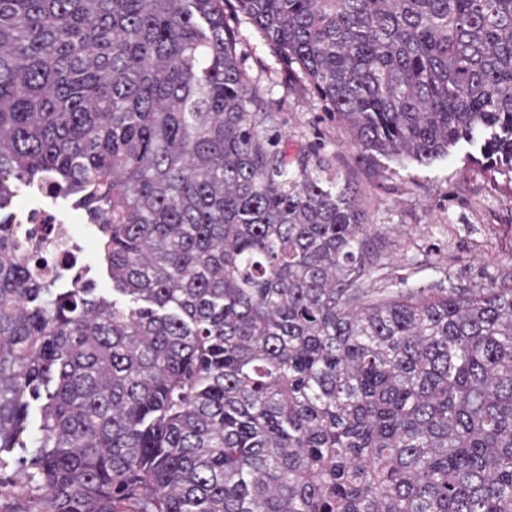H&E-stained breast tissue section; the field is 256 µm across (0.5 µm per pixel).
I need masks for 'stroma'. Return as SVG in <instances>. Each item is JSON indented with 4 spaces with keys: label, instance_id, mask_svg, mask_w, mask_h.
Returning a JSON list of instances; mask_svg holds the SVG:
<instances>
[{
    "label": "stroma",
    "instance_id": "1",
    "mask_svg": "<svg viewBox=\"0 0 512 512\" xmlns=\"http://www.w3.org/2000/svg\"><path fill=\"white\" fill-rule=\"evenodd\" d=\"M231 23L251 87L271 105L268 129L287 131L289 149L319 148L358 190L384 233L393 277L436 287L446 272L461 284L512 285V187L472 163L469 146L428 165L361 158L345 127L305 80L287 75L249 20Z\"/></svg>",
    "mask_w": 512,
    "mask_h": 512
}]
</instances>
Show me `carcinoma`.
<instances>
[{
    "instance_id": "obj_1",
    "label": "carcinoma",
    "mask_w": 512,
    "mask_h": 512,
    "mask_svg": "<svg viewBox=\"0 0 512 512\" xmlns=\"http://www.w3.org/2000/svg\"><path fill=\"white\" fill-rule=\"evenodd\" d=\"M227 0H0V512H512V287L385 286ZM363 158L512 183V0H234ZM86 211L112 296L9 208Z\"/></svg>"
}]
</instances>
